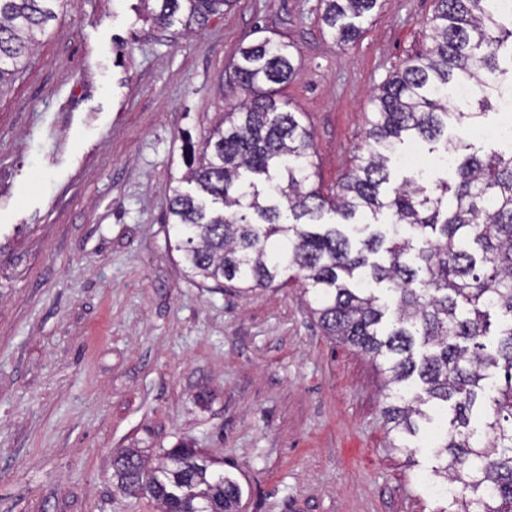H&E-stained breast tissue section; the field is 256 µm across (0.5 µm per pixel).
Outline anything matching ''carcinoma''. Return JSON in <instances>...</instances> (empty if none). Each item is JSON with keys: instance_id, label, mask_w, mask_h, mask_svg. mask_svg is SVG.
Wrapping results in <instances>:
<instances>
[{"instance_id": "obj_1", "label": "carcinoma", "mask_w": 512, "mask_h": 512, "mask_svg": "<svg viewBox=\"0 0 512 512\" xmlns=\"http://www.w3.org/2000/svg\"><path fill=\"white\" fill-rule=\"evenodd\" d=\"M66 2L0 0V87ZM155 2L153 19L202 27L237 0ZM322 2L340 44L378 4ZM502 15L497 0H437L428 42L377 87L365 146L332 194L313 188L312 129L275 99L298 47L241 48L230 80L247 97L190 146L195 188H169L167 220L191 275L253 290L293 271L325 334L382 362L392 447L441 410L434 476L460 485L456 512H512V151L464 156L451 183L410 174L393 185L390 163L408 138L437 142L450 121L474 128L492 92L512 87L498 64L512 42ZM366 211L384 221L357 223ZM112 467L122 491L160 512H238L239 483L196 448H170L151 469L127 450Z\"/></svg>"}]
</instances>
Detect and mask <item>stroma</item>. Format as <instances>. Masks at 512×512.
<instances>
[{
	"mask_svg": "<svg viewBox=\"0 0 512 512\" xmlns=\"http://www.w3.org/2000/svg\"><path fill=\"white\" fill-rule=\"evenodd\" d=\"M436 5L379 0L345 46L322 0H237L195 32L140 0L57 7L0 92V512H159L117 489L112 459L180 445L235 475L239 512H450L427 487L436 425L391 447L384 375L325 335L311 294L187 277L165 220L187 142L244 97L225 88L240 47L299 48L281 95L312 127L330 193ZM504 118L448 134L502 151ZM391 170L447 175L422 141Z\"/></svg>",
	"mask_w": 512,
	"mask_h": 512,
	"instance_id": "obj_1",
	"label": "stroma"
}]
</instances>
